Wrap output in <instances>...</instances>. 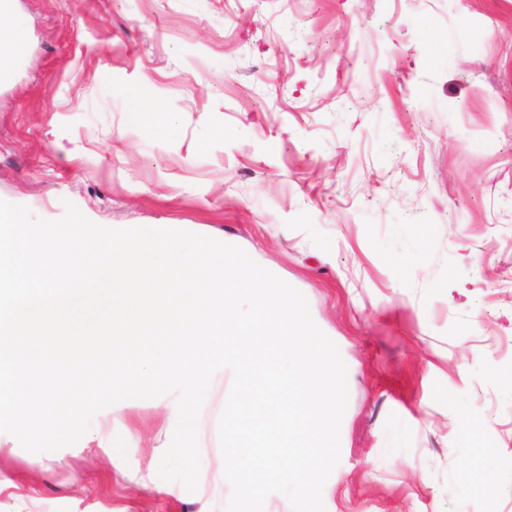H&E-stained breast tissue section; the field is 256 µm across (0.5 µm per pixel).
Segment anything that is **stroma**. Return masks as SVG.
<instances>
[{
    "instance_id": "stroma-1",
    "label": "stroma",
    "mask_w": 512,
    "mask_h": 512,
    "mask_svg": "<svg viewBox=\"0 0 512 512\" xmlns=\"http://www.w3.org/2000/svg\"><path fill=\"white\" fill-rule=\"evenodd\" d=\"M14 5L0 200L198 226L302 292L347 366L325 512H512V0ZM156 109L179 122L132 125ZM221 412L199 415L193 493L159 478L147 403L106 409L111 456L0 432V512H225ZM467 419L491 497L458 480Z\"/></svg>"
}]
</instances>
